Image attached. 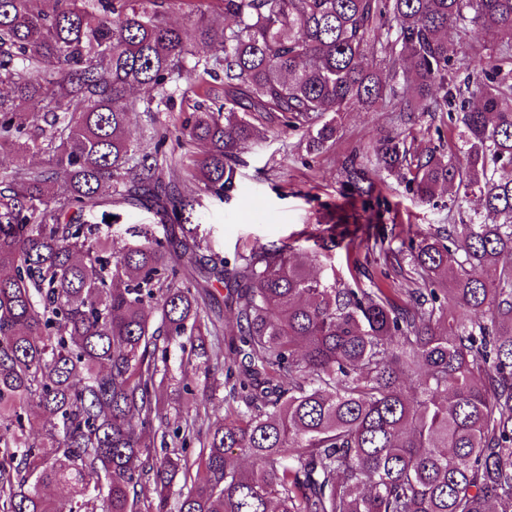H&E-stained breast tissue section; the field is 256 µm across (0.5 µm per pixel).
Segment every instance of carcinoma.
<instances>
[{"label": "carcinoma", "mask_w": 512, "mask_h": 512, "mask_svg": "<svg viewBox=\"0 0 512 512\" xmlns=\"http://www.w3.org/2000/svg\"><path fill=\"white\" fill-rule=\"evenodd\" d=\"M221 2L224 20L175 25V0H0V154L16 155L0 178V512H56L40 494L53 483L74 512H137L169 345L208 328L180 269L201 245L173 247L193 204L163 167L191 157L221 198L265 115L319 153L355 109L444 112L462 54L450 26L499 35L466 59V164L397 136L377 155L419 202L453 184L481 208L400 251L417 275L402 303L370 273L367 288L313 272L334 224L307 249L213 262L235 310L232 385L224 417L175 429L194 460L151 465L154 512H171L180 473L176 512H512V0ZM406 62L417 106L398 90ZM219 70L224 103L154 126L147 146L130 137L136 106L169 108L189 73L206 98ZM347 177L368 194L364 169ZM126 202L156 208L165 235L117 248L77 221Z\"/></svg>", "instance_id": "cac0c4a2"}]
</instances>
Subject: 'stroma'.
<instances>
[{"mask_svg": "<svg viewBox=\"0 0 512 512\" xmlns=\"http://www.w3.org/2000/svg\"><path fill=\"white\" fill-rule=\"evenodd\" d=\"M195 95L188 83H181L172 108L167 112L134 110L130 116V134L146 141L158 123L180 124L188 115ZM259 146L241 155L233 186L223 199L201 190L187 167H178L174 175L182 192L195 198L189 222L179 229V236L196 240L216 256L234 259L249 252L258 243L300 241L306 235H319L332 223L346 225L347 234L333 248L327 259L343 281L357 275L360 257L351 243L359 237L367 217L366 210L380 206L377 231L392 248L436 233L468 218L477 207L475 199L456 201L454 189L437 192L430 203L419 202L406 181L393 175L375 180L371 196L352 195L346 167L350 160L373 169L374 146L387 137L400 135L416 138L424 146L458 150V130L444 112H418L413 120L401 119L395 112H350L343 120L335 142L323 152L307 153L296 132L277 128L264 130ZM111 223L101 221L100 211L87 216L96 236L124 244L142 240L144 234L163 236L164 228L154 211L127 206L115 207ZM204 354L195 355L179 345H171L169 376L159 391V418L170 426L184 425L186 405L191 397L204 400L209 417L224 413L228 392L225 372L206 365L207 353L213 352L217 338H203Z\"/></svg>", "mask_w": 512, "mask_h": 512, "instance_id": "stroma-1", "label": "stroma"}]
</instances>
